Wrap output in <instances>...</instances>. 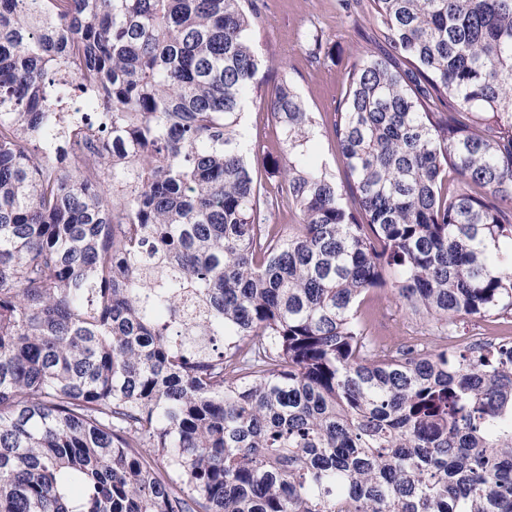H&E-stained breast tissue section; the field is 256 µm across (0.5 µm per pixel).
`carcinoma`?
Returning <instances> with one entry per match:
<instances>
[{"label": "carcinoma", "mask_w": 512, "mask_h": 512, "mask_svg": "<svg viewBox=\"0 0 512 512\" xmlns=\"http://www.w3.org/2000/svg\"><path fill=\"white\" fill-rule=\"evenodd\" d=\"M370 2L339 181L256 0H0V512H512V0ZM249 139L253 148L252 157H258L259 162L267 165L264 177L269 186H275L279 181L278 174L274 172L275 164H282L284 149L280 143L279 130L272 123L266 109L260 104L251 105L248 110ZM370 328L375 336L400 341L412 336H428L429 327L410 315L398 302L376 291L370 301ZM460 336H505L510 334V329L507 325H499L493 323H482V324H461Z\"/></svg>", "instance_id": "obj_1"}]
</instances>
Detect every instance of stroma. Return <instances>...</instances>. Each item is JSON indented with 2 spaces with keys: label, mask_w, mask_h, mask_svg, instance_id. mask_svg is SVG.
Instances as JSON below:
<instances>
[{
  "label": "stroma",
  "mask_w": 512,
  "mask_h": 512,
  "mask_svg": "<svg viewBox=\"0 0 512 512\" xmlns=\"http://www.w3.org/2000/svg\"><path fill=\"white\" fill-rule=\"evenodd\" d=\"M369 2L361 0L349 9L343 0H260L255 39L273 64L265 80L274 82L276 64L286 63L288 75L309 110L331 117L345 95L347 69L356 57L371 49L375 38L366 11ZM311 33L319 34L322 42L316 54L307 42ZM248 127L255 157L270 169L282 163L279 131L262 105L249 107ZM370 306L374 335L400 341L428 333L419 318L384 292H375Z\"/></svg>",
  "instance_id": "obj_1"
}]
</instances>
